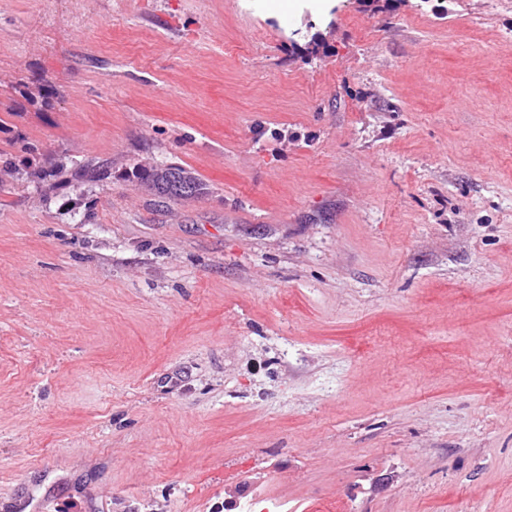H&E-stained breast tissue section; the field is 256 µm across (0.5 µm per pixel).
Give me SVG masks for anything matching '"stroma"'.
Here are the masks:
<instances>
[{"instance_id": "stroma-1", "label": "stroma", "mask_w": 512, "mask_h": 512, "mask_svg": "<svg viewBox=\"0 0 512 512\" xmlns=\"http://www.w3.org/2000/svg\"><path fill=\"white\" fill-rule=\"evenodd\" d=\"M27 145L0 512H512V0H0ZM69 176L64 178L62 182L65 185L74 184H103L111 178V167L106 160L97 161L95 163H79L70 170ZM173 169L174 171H171ZM184 174L188 177V182L192 184L191 193L185 190ZM135 178L144 185L149 191L160 198L169 200L191 199L197 198L206 193V185L203 184L196 176L184 167L171 164L166 168L164 173L155 170L154 167H137L135 170Z\"/></svg>"}]
</instances>
